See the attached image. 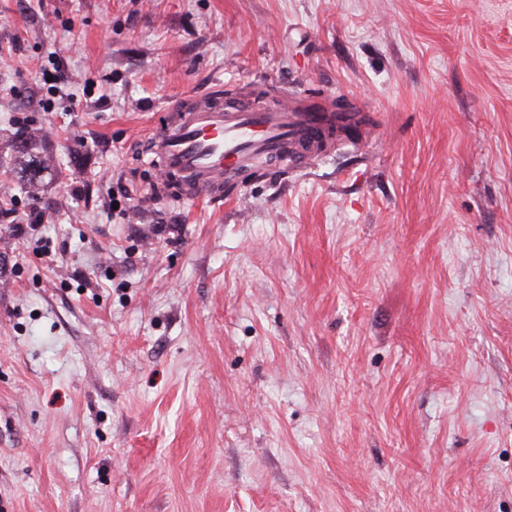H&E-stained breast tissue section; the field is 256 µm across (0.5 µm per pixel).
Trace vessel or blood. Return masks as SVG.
I'll use <instances>...</instances> for the list:
<instances>
[{"label": "vessel or blood", "instance_id": "vessel-or-blood-1", "mask_svg": "<svg viewBox=\"0 0 512 512\" xmlns=\"http://www.w3.org/2000/svg\"><path fill=\"white\" fill-rule=\"evenodd\" d=\"M335 123L334 113L310 111L297 97L272 109L237 106L213 88L184 98L173 119L149 131L145 145L179 183L183 199L219 201L260 160L306 167L321 134Z\"/></svg>", "mask_w": 512, "mask_h": 512}]
</instances>
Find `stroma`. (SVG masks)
<instances>
[{"label": "stroma", "instance_id": "1", "mask_svg": "<svg viewBox=\"0 0 512 512\" xmlns=\"http://www.w3.org/2000/svg\"><path fill=\"white\" fill-rule=\"evenodd\" d=\"M0 52V512H512V0H0ZM216 84L363 123L186 201L140 138Z\"/></svg>", "mask_w": 512, "mask_h": 512}]
</instances>
